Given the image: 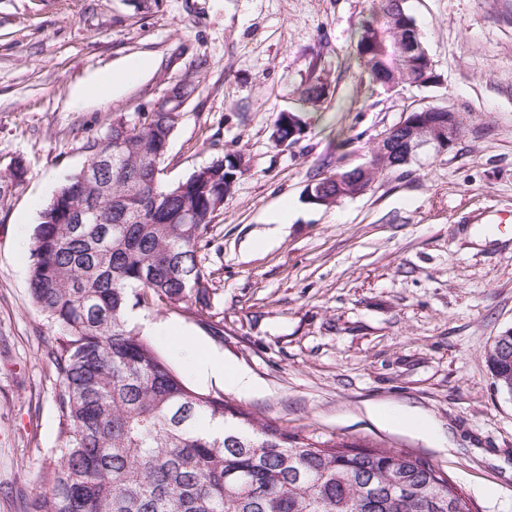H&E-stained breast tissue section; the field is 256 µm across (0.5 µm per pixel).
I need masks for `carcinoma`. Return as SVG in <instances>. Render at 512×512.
Segmentation results:
<instances>
[{"label": "carcinoma", "mask_w": 512, "mask_h": 512, "mask_svg": "<svg viewBox=\"0 0 512 512\" xmlns=\"http://www.w3.org/2000/svg\"><path fill=\"white\" fill-rule=\"evenodd\" d=\"M356 54L369 84L386 91L436 80L406 0H371ZM325 96L319 80L301 91L304 101ZM411 115L459 123L435 107ZM176 125L174 114L137 112L86 141L98 171L72 174L34 228L30 298L59 329L46 356L59 378L60 448L30 512H471L463 490L424 457L290 430L192 389L130 322L145 307L224 329L199 252L245 162L226 154L163 185L157 170ZM303 131L300 113L282 111L272 139L290 146ZM383 158L371 157L364 184ZM338 173L347 170L310 180L331 206ZM486 361L493 378L512 376L511 330ZM213 420L224 423L219 436L205 432Z\"/></svg>", "instance_id": "obj_1"}]
</instances>
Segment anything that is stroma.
I'll return each mask as SVG.
<instances>
[{
	"mask_svg": "<svg viewBox=\"0 0 512 512\" xmlns=\"http://www.w3.org/2000/svg\"><path fill=\"white\" fill-rule=\"evenodd\" d=\"M370 0H0V512H26L57 457L55 334L28 294L25 242L86 140L150 110L172 85L194 91L171 137L170 185L226 154L247 167L200 251L223 334L140 309L188 384L278 422L426 457L472 512H512V397L485 357L512 328V0H407L438 74L369 86L355 55ZM112 92L75 91L133 59ZM321 80L327 96L302 103ZM445 106L453 145L384 171L366 193L308 203L314 175L366 163L413 109ZM301 113L295 144L271 138ZM223 353L261 389L243 396L196 377L184 339ZM423 419L429 432L415 431ZM295 126H298V133L295 135ZM305 131L304 121L298 112L282 111L274 124L272 131L273 142L278 146H290L301 138V133ZM286 146V147H287Z\"/></svg>",
	"mask_w": 512,
	"mask_h": 512,
	"instance_id": "stroma-1",
	"label": "stroma"
}]
</instances>
